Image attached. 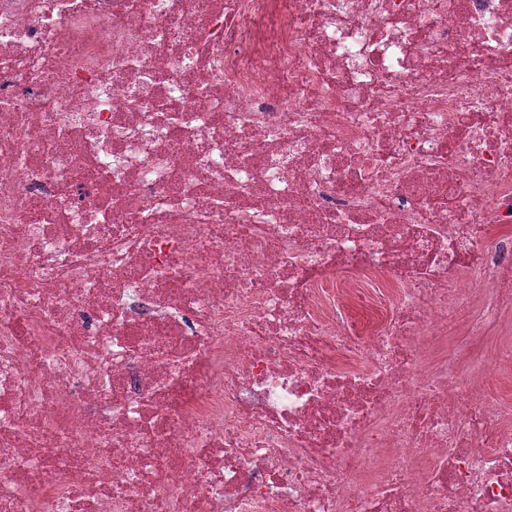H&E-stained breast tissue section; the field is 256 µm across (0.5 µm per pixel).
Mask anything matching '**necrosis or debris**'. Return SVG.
Listing matches in <instances>:
<instances>
[{"label": "necrosis or debris", "mask_w": 512, "mask_h": 512, "mask_svg": "<svg viewBox=\"0 0 512 512\" xmlns=\"http://www.w3.org/2000/svg\"><path fill=\"white\" fill-rule=\"evenodd\" d=\"M494 224L512 0H0V512H512Z\"/></svg>", "instance_id": "necrosis-or-debris-1"}]
</instances>
